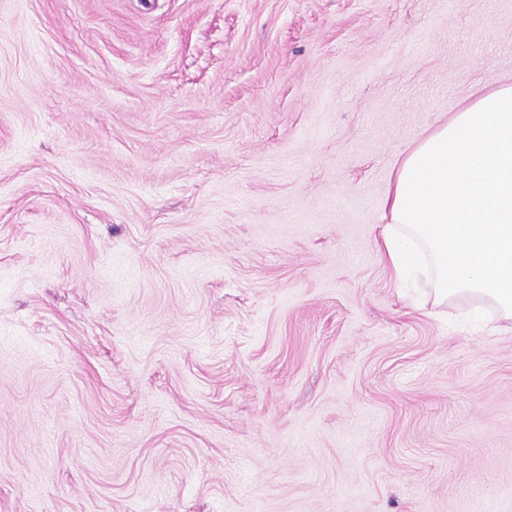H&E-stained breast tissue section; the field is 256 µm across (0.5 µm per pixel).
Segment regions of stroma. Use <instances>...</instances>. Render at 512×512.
Returning a JSON list of instances; mask_svg holds the SVG:
<instances>
[{
    "mask_svg": "<svg viewBox=\"0 0 512 512\" xmlns=\"http://www.w3.org/2000/svg\"><path fill=\"white\" fill-rule=\"evenodd\" d=\"M505 83L512 0H0V512H512V331L377 246Z\"/></svg>",
    "mask_w": 512,
    "mask_h": 512,
    "instance_id": "obj_1",
    "label": "stroma"
}]
</instances>
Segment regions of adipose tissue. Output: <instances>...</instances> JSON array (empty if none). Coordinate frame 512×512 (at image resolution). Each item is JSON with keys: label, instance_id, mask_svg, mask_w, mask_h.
<instances>
[{"label": "adipose tissue", "instance_id": "1", "mask_svg": "<svg viewBox=\"0 0 512 512\" xmlns=\"http://www.w3.org/2000/svg\"><path fill=\"white\" fill-rule=\"evenodd\" d=\"M379 248L396 276L420 272L435 304L472 295L512 319V85L480 94L403 155Z\"/></svg>", "mask_w": 512, "mask_h": 512}]
</instances>
